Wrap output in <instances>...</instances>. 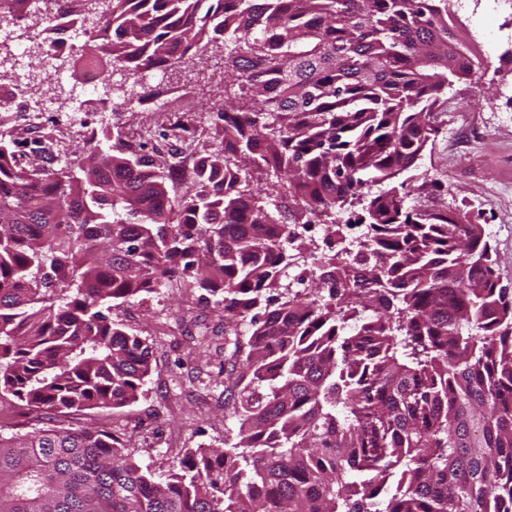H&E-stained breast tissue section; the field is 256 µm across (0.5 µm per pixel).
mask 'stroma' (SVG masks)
<instances>
[{
    "label": "stroma",
    "instance_id": "obj_1",
    "mask_svg": "<svg viewBox=\"0 0 512 512\" xmlns=\"http://www.w3.org/2000/svg\"><path fill=\"white\" fill-rule=\"evenodd\" d=\"M483 16L468 26L472 45L482 47L480 68L454 81L433 108L436 129L414 175L408 198L434 210L450 207L482 224L501 284L512 287V5L468 0ZM487 96L492 106L471 108ZM212 118L205 112H0V130L18 140V151L45 165L60 166L74 147L118 124L145 133L150 147L167 156L211 146ZM113 319L152 348L153 368L145 394L120 408H98L69 417V425L108 429L125 438L131 457L165 478L185 450L220 449L228 434L224 419V321L199 289L177 278L142 294Z\"/></svg>",
    "mask_w": 512,
    "mask_h": 512
}]
</instances>
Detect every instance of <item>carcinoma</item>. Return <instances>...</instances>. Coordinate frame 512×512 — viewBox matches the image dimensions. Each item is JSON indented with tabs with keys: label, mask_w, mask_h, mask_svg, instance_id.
<instances>
[{
	"label": "carcinoma",
	"mask_w": 512,
	"mask_h": 512,
	"mask_svg": "<svg viewBox=\"0 0 512 512\" xmlns=\"http://www.w3.org/2000/svg\"><path fill=\"white\" fill-rule=\"evenodd\" d=\"M59 1L96 19L78 50L121 71L96 89L117 108L211 45L224 92L190 194L118 125L56 168L0 133V395L138 401L152 347L112 311L190 277L223 296L235 429L158 481L106 430L0 426V512H512V289L482 225L400 180L474 70L453 0Z\"/></svg>",
	"instance_id": "obj_1"
}]
</instances>
